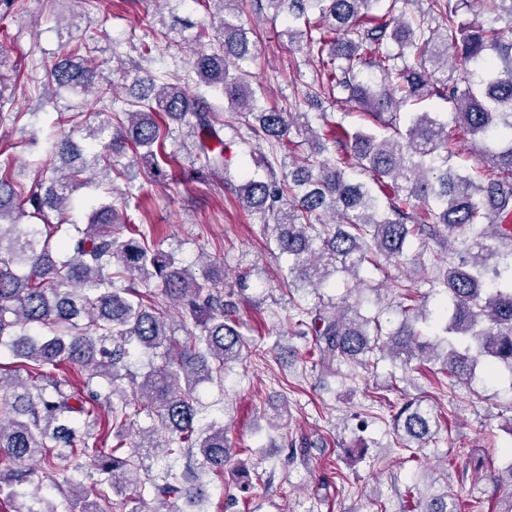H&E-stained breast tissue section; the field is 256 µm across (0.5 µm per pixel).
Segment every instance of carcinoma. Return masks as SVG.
I'll return each instance as SVG.
<instances>
[{"label": "carcinoma", "instance_id": "1", "mask_svg": "<svg viewBox=\"0 0 512 512\" xmlns=\"http://www.w3.org/2000/svg\"><path fill=\"white\" fill-rule=\"evenodd\" d=\"M209 2L218 10V46L203 47L200 28L185 80L219 93L239 125L227 124L204 95L179 81L160 83L137 65L133 85L143 92L124 100L115 122L82 128L84 145L58 138L50 147L58 162L47 164L30 189L20 183L27 166H0V343L9 338V352L21 359L9 376L0 372V495L11 502L28 487L32 502L14 512H56L34 477L37 465L46 474L67 457L88 460L104 476L100 484L130 492L113 499L101 488L99 501H81L79 512H138L127 510L132 500L147 512H182L173 502L199 504L207 497L199 474H224L231 457L223 425L197 429L194 393L204 382L223 381L225 366L247 347L234 315L249 275L228 284L211 267L198 279L193 265L156 248L146 230L118 223L117 209L106 202L91 204L68 256L55 257L51 243L58 225L49 212L70 209L91 167L120 177L117 159L128 155L129 165L165 179L173 130L158 121L162 115L187 128L183 147L193 177L231 184L227 127L264 166L265 178L246 173L234 192L288 256L282 282L290 293L315 294L338 272L358 293L365 264L400 262L414 239L449 244L446 261L415 253L422 274L450 299L451 308L440 311L444 338H424L410 292L399 294L403 319L387 333L357 300L319 302L290 317L295 334L311 337L315 366H367L377 352L406 365L442 348L441 373L451 381L472 376L481 364L512 374V0H481L494 20H506L501 27L462 19L469 0H426L424 10L417 8L421 0H254L271 20L288 18V42L318 59L306 97L342 95L382 119L388 136L364 127L351 132L340 121L325 123L321 134L307 112L263 106L248 68L256 44L239 20L245 0ZM452 53L475 66L454 81ZM364 66L376 67L381 81L361 77ZM98 76L94 59L73 52L52 64L47 86L81 97L82 110L98 114L116 103L112 83L99 85ZM430 98L452 105L455 122L489 164L485 177L451 163L448 122L439 113L401 111ZM293 132L300 141L291 140ZM259 136L287 151L280 169L255 155L252 140ZM348 167L370 173L371 183L352 180ZM153 284L178 308L184 337L171 331ZM132 350L161 362L138 379L127 366ZM66 364L86 373L81 387L56 377ZM126 378L128 387H118ZM132 407L157 418L138 431L134 447L183 448L184 472L168 465L160 480L143 478L137 460L121 454ZM100 422L102 437L95 434ZM393 424L398 448L411 454L435 435L430 413L416 402L404 403ZM110 438L116 444L107 445ZM492 479L509 487L497 512H512V464ZM449 497H427L422 512H455Z\"/></svg>", "mask_w": 512, "mask_h": 512}]
</instances>
